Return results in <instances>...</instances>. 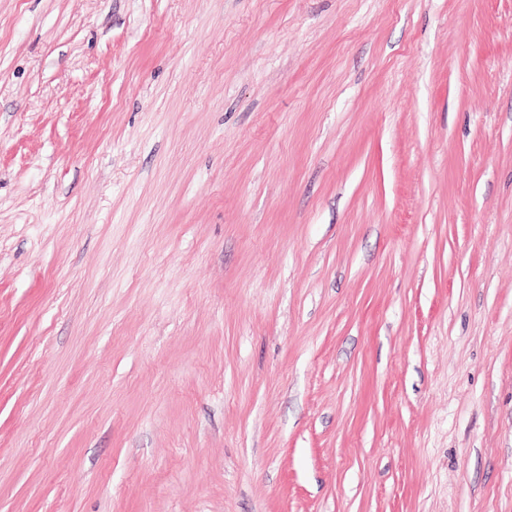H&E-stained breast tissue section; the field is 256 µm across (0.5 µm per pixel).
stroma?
I'll use <instances>...</instances> for the list:
<instances>
[{
  "label": "stroma",
  "instance_id": "35a3bbf8",
  "mask_svg": "<svg viewBox=\"0 0 512 512\" xmlns=\"http://www.w3.org/2000/svg\"><path fill=\"white\" fill-rule=\"evenodd\" d=\"M0 512H512V0H0Z\"/></svg>",
  "mask_w": 512,
  "mask_h": 512
}]
</instances>
